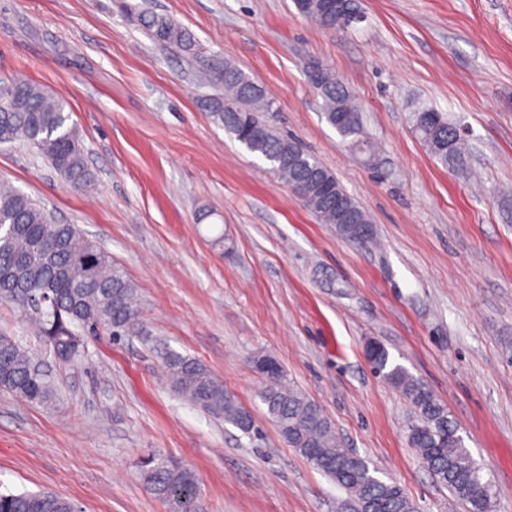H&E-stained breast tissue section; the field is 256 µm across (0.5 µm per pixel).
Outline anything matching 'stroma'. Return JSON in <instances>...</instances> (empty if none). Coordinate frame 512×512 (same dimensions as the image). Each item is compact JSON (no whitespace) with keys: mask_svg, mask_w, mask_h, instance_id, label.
I'll return each mask as SVG.
<instances>
[{"mask_svg":"<svg viewBox=\"0 0 512 512\" xmlns=\"http://www.w3.org/2000/svg\"><path fill=\"white\" fill-rule=\"evenodd\" d=\"M328 30L294 0H0V78L23 74L68 103L96 176L71 189L26 148L0 145V178L75 224L138 289L140 326L85 335L58 359L0 303V334L42 363L44 404L0 390V491L47 489L80 512H164L140 476L171 455L199 477L207 512H336L345 493L288 447L253 360L275 358L347 448L400 484L418 512H465L407 442L402 393L371 370L367 341L444 401L512 512V0H359ZM173 18L192 54L136 24ZM233 62L275 100L294 137L367 212L358 245L296 198L213 119L196 74ZM361 108L374 154L321 117L312 63ZM426 105L460 129L468 170L436 163L410 123ZM204 364L254 434L177 396L167 350Z\"/></svg>","mask_w":512,"mask_h":512,"instance_id":"1","label":"stroma"}]
</instances>
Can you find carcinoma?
<instances>
[{"instance_id":"cac0c4a2","label":"carcinoma","mask_w":512,"mask_h":512,"mask_svg":"<svg viewBox=\"0 0 512 512\" xmlns=\"http://www.w3.org/2000/svg\"><path fill=\"white\" fill-rule=\"evenodd\" d=\"M298 12L323 28L346 27L359 15L358 0H342L340 12L322 15L319 0H295ZM136 23L154 41L190 51L191 34L173 19L141 10ZM208 81L224 87L225 96L209 100L214 119L249 152L260 155L271 171L281 166L283 180L297 197L336 233L366 244L372 236H358L355 224H367L363 209L336 185L347 208L338 211L324 202L316 178H335L293 138L277 133L263 118L272 101L263 86L232 63L209 74ZM315 88L323 99V116L343 140L373 149L363 135L361 113L354 96L324 68ZM65 102L29 79L0 81V144H18L42 158L77 190L90 188L95 174L84 156L82 140L68 124ZM414 131L430 154L445 168L464 165L465 147L459 130L442 113L421 108L412 113ZM95 280L78 283L87 268ZM0 302L13 303L35 316L46 342L62 360H70L82 345L81 332L103 330L117 339L139 324L135 285L112 264V259L85 238L75 224L56 222L44 206L11 183L0 180ZM375 373L398 388L410 402L414 418L407 428L413 448L434 478L448 487L466 512H496L498 488L466 449L448 408L418 377L379 347L371 361ZM172 390L205 411L248 434L253 419L202 363L170 351L165 356ZM266 385L260 398L288 446L346 492L339 512H415L405 490L377 475L371 461L344 448L332 421L320 406L284 381L281 366L263 373ZM0 388L30 403H44L52 386L35 357L12 337L0 335ZM149 491L165 512H203L194 470L169 457L152 455L141 466ZM0 512H77L68 499L48 490L0 493Z\"/></svg>"}]
</instances>
